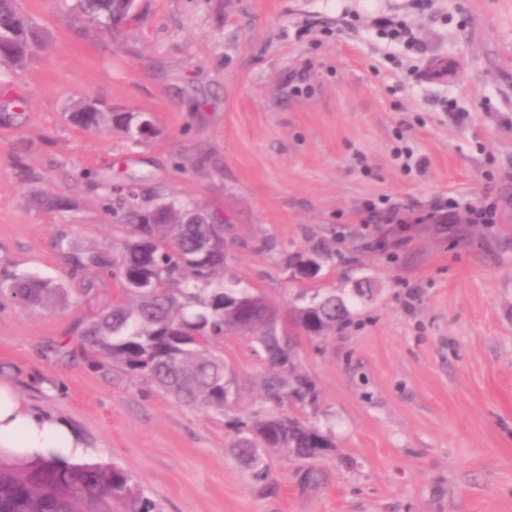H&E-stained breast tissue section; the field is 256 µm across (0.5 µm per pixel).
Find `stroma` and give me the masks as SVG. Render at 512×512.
<instances>
[{
	"instance_id": "stroma-1",
	"label": "stroma",
	"mask_w": 512,
	"mask_h": 512,
	"mask_svg": "<svg viewBox=\"0 0 512 512\" xmlns=\"http://www.w3.org/2000/svg\"><path fill=\"white\" fill-rule=\"evenodd\" d=\"M73 4L19 0L47 47L0 64V272L70 290L49 307L0 299V379L160 512H512V0H138L115 34ZM381 16L412 43L385 39ZM84 99L149 113L158 133L78 129ZM114 180L220 216L225 280L281 321L319 289L349 301L344 333L297 338L318 392L300 414L336 443L313 483L281 453L256 480L232 447L267 373L245 337L220 347L222 414L80 351L72 326L119 285L78 297L56 242L123 240ZM319 243V280L291 279L282 255Z\"/></svg>"
}]
</instances>
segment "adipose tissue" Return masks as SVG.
I'll use <instances>...</instances> for the list:
<instances>
[{"mask_svg": "<svg viewBox=\"0 0 512 512\" xmlns=\"http://www.w3.org/2000/svg\"><path fill=\"white\" fill-rule=\"evenodd\" d=\"M59 448L77 458L87 452L65 422L31 410L9 383L0 381V449L33 459Z\"/></svg>", "mask_w": 512, "mask_h": 512, "instance_id": "adipose-tissue-1", "label": "adipose tissue"}]
</instances>
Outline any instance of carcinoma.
<instances>
[{"mask_svg":"<svg viewBox=\"0 0 512 512\" xmlns=\"http://www.w3.org/2000/svg\"><path fill=\"white\" fill-rule=\"evenodd\" d=\"M75 9L97 16L112 0H77ZM26 27L18 0H0V28ZM132 112H72L83 130L133 126ZM113 215L127 226L115 249L92 248L63 236L58 246L71 275L80 277L88 296L108 275L121 285L120 298L74 327L90 353L140 377L177 403L222 413L233 379L214 346L232 333L247 337L254 354L269 368L262 401L268 408L235 421L237 454L257 480L268 478L265 454L281 452L297 460L321 459L335 444L331 436L280 407L313 404L312 378L298 364L296 334L323 338L345 330L352 312L336 292L315 294L292 312L293 330L279 327L276 310L259 293L224 285L227 256L205 254L204 241L224 242L221 224H151L141 193L133 188L107 197ZM4 294L26 306H48L63 289L32 275H0ZM0 512H157L120 467L73 463L53 455L25 464L0 458Z\"/></svg>","mask_w":512,"mask_h":512,"instance_id":"obj_1","label":"carcinoma"}]
</instances>
